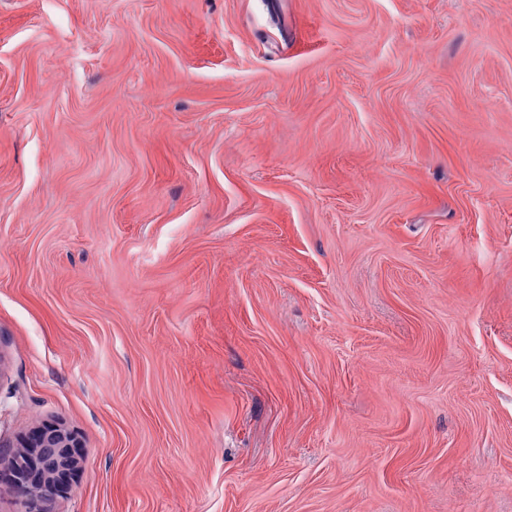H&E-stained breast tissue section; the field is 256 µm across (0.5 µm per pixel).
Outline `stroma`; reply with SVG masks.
Here are the masks:
<instances>
[{"mask_svg": "<svg viewBox=\"0 0 512 512\" xmlns=\"http://www.w3.org/2000/svg\"><path fill=\"white\" fill-rule=\"evenodd\" d=\"M512 512V0H0V512ZM48 444H55L57 448H61L60 456L50 474L43 472L36 456L18 458L9 470V480L24 497L28 512H44V503L53 498L70 477L66 465L72 457L71 448H77L74 436L55 426H49L35 433L24 448H41L40 455L46 462H51L56 448H43ZM45 479H51L56 486L50 496L41 488Z\"/></svg>", "mask_w": 512, "mask_h": 512, "instance_id": "35a3bbf8", "label": "stroma"}]
</instances>
